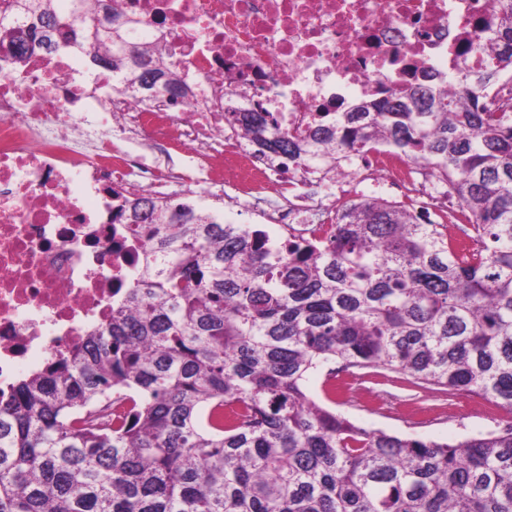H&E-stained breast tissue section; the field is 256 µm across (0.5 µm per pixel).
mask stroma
<instances>
[{
    "instance_id": "obj_1",
    "label": "stroma",
    "mask_w": 512,
    "mask_h": 512,
    "mask_svg": "<svg viewBox=\"0 0 512 512\" xmlns=\"http://www.w3.org/2000/svg\"><path fill=\"white\" fill-rule=\"evenodd\" d=\"M324 373L310 377L313 397L356 424L414 438L454 442L506 426L512 411L480 396L434 385L408 386L378 367L356 370L345 390L329 393Z\"/></svg>"
}]
</instances>
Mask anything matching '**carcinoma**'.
<instances>
[{"label":"carcinoma","mask_w":512,"mask_h":512,"mask_svg":"<svg viewBox=\"0 0 512 512\" xmlns=\"http://www.w3.org/2000/svg\"><path fill=\"white\" fill-rule=\"evenodd\" d=\"M12 0L0 48L57 47L79 17ZM94 61L128 88L153 70L133 28L101 25ZM512 67V8L490 61L455 56L452 83L410 86L301 136L272 113L234 112L283 162L342 167L379 144L426 162L474 235L405 204L364 198L329 240L273 243L190 199L126 198L141 227L135 283L112 321L0 392V512H512V424L455 443L361 427L306 381L380 367L512 411V97L485 88Z\"/></svg>","instance_id":"obj_1"}]
</instances>
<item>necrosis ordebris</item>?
I'll return each mask as SVG.
<instances>
[{"instance_id": "necrosis-or-debris-1", "label": "necrosis or debris", "mask_w": 512, "mask_h": 512, "mask_svg": "<svg viewBox=\"0 0 512 512\" xmlns=\"http://www.w3.org/2000/svg\"><path fill=\"white\" fill-rule=\"evenodd\" d=\"M512 0H113L182 84L177 102L124 92L90 46L61 37L24 59L0 50V389L108 323L144 247L113 222L124 198L194 192L251 207L278 238L329 239L328 220L359 194L398 192L430 215L453 204L426 163L378 145L355 176L279 167L228 113L256 103L299 135L405 84H432L472 37L490 40ZM184 147L201 176L148 163Z\"/></svg>"}]
</instances>
